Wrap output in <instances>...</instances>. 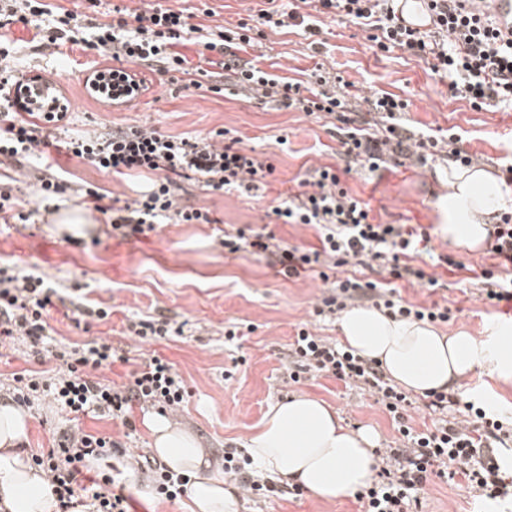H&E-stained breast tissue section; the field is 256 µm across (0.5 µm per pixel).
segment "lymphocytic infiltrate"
I'll return each mask as SVG.
<instances>
[{
	"instance_id": "obj_1",
	"label": "lymphocytic infiltrate",
	"mask_w": 512,
	"mask_h": 512,
	"mask_svg": "<svg viewBox=\"0 0 512 512\" xmlns=\"http://www.w3.org/2000/svg\"><path fill=\"white\" fill-rule=\"evenodd\" d=\"M437 15L434 30L421 33L402 27L394 0H292L288 10L270 6L258 10L254 23L238 22L214 27L194 24L190 13L160 6L141 9L115 8L111 22H80L73 11L50 9L43 0H0V29L15 23L31 24L48 17L38 30V45L56 47L81 44L112 59L111 67L93 71L86 79L96 98L115 103L134 99L146 87L145 79L127 71V64L157 62L164 72L178 73L187 89L220 93L223 81L258 101L268 99L302 112L323 113L344 125V154L353 161L376 168L387 161L413 157L427 163L434 156L467 167L471 157L459 146L458 134L448 138L421 136L402 125L409 100L383 92L368 104L376 119L371 130L356 127L350 116L347 88L328 89V80L318 71L296 79L262 70L242 56L258 46L267 33L295 27L315 35L318 18L335 14L361 27L370 42L382 50L398 48L431 62L435 71L447 75L452 97L469 100L475 108L512 107V39L501 38L489 16L450 6L449 0H430ZM189 42L214 53L213 71L191 65L177 51ZM9 46L0 45V111L8 123L0 127V156L8 160L37 153L44 125L67 119V110L37 112L20 97H7L6 88L17 75L8 67ZM68 151L100 170L119 175L154 174L151 188L119 208L102 206V193L86 190V198L101 205L112 229L137 235L153 231L159 219L180 224H208L209 212L179 206L176 190L180 179H201L215 190H235L257 196L274 172L272 163L252 156L233 144H218L214 135H165L139 126L121 128L105 135L85 134L70 138ZM285 224H306L319 233L314 250L282 247L281 263L286 275L296 276L324 262L332 267L385 268L398 279L437 286L435 276L416 263L425 228L411 224H376L367 203L341 184L330 164L315 167L307 190L282 200L271 210ZM489 236L495 270L483 273L487 299L512 302V212L502 213ZM57 290L40 276H18L0 266V341L17 336L29 342L32 356L51 353L57 362L54 377L30 376L13 390L18 405L49 399L72 413L98 412L131 426L134 408L155 409L158 414L176 410L187 394L182 376L173 363L158 356L144 359L130 385L118 387L101 376L113 363L124 360L122 349L97 340L49 350L48 309ZM366 301L394 318H414L445 323L452 319L450 307H428L404 301L395 288L377 280L351 275L335 280L328 288L315 316L326 318L347 305ZM289 377L321 373L371 392L391 417L403 446L377 451L376 474L371 484L354 494L360 512H420L421 491L433 479L454 482L463 478L480 499H512V466L505 463L499 446L512 437V417L487 413L460 389L433 391L428 406L436 417L431 427L416 431L409 410L413 398L400 390L379 362L359 356L351 347L300 328L288 345ZM121 442L91 434L60 432L52 448L33 455L32 461L46 473L59 502V512H73L79 477L89 460L125 455ZM224 473L241 487L266 498L289 493L300 496L301 486L288 489L261 479L249 457L237 449L224 451Z\"/></svg>"
}]
</instances>
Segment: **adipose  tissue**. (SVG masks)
<instances>
[{"instance_id": "obj_1", "label": "adipose tissue", "mask_w": 512, "mask_h": 512, "mask_svg": "<svg viewBox=\"0 0 512 512\" xmlns=\"http://www.w3.org/2000/svg\"><path fill=\"white\" fill-rule=\"evenodd\" d=\"M446 181L439 234L456 248L482 249L494 214L512 193L481 168L449 167ZM339 325L357 354L380 361L395 381L421 394L449 387L483 366L512 381V361L501 352L512 324L493 323L480 341L465 331L446 336L427 322L359 307L342 312ZM148 428L158 457L172 472L189 477L190 512H235V495L211 471L192 434L159 415ZM27 432V414L0 404V506L5 512H57L45 474L17 450ZM375 445L372 429L352 430L329 404L308 395L277 402L247 440L250 457L264 474L327 501L366 486Z\"/></svg>"}]
</instances>
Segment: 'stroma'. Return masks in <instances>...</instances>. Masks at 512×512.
Instances as JSON below:
<instances>
[{
    "label": "stroma",
    "instance_id": "1",
    "mask_svg": "<svg viewBox=\"0 0 512 512\" xmlns=\"http://www.w3.org/2000/svg\"><path fill=\"white\" fill-rule=\"evenodd\" d=\"M166 7L195 8L208 5L215 15L209 25L237 23L262 8V0H159ZM34 26L16 23L0 30L10 41L9 64L24 74L52 73L61 83L69 105V136L86 132L108 133L117 128L142 126L168 135L207 134L225 131L238 139L240 148L254 151L273 163L275 170L261 199L235 191H206L185 180L177 195L180 204L209 209V224H175L172 221L138 237L112 230L105 215L92 212L91 223L72 227L56 222V215L83 211L81 191L101 188L111 198H137L149 185V175L120 177L98 170L66 150L48 148L53 164L63 171L68 184L60 198L42 200L34 173L36 163L0 165V185L9 186L17 208L33 212L32 223H0V261L16 263L17 274H40L59 289L66 304H54L47 317L54 344L81 343L96 339L124 349L128 363H115L103 378L129 384L142 358L151 354L172 362L183 377L188 397L171 413L173 422L190 432L211 465L224 463V450L244 447L254 427L269 408L292 395H309L331 405L351 429L369 427L378 447L395 437L385 410L369 393L343 381L319 375L301 383L288 378V345L299 326L312 333L341 339L337 322H315L313 309L325 289V277L350 275L351 267L329 270L327 276L307 271L298 277L279 273L271 258L240 251L228 252L224 235L250 227L268 229L276 239L306 248L318 247L316 229L304 224L268 223L265 214L280 198L296 193L313 166L332 163L342 169L341 181L349 191L369 203L371 215L382 224H419L432 229V254H450L460 266H428L442 286L431 291L418 284L395 282L405 301L431 306L438 302L457 309L454 321L441 325L443 334L466 331L483 339L489 320L512 323V305L494 303L481 293V274L493 268L488 250L464 251L448 244L436 228L440 207L448 193L447 162L420 168L412 164L376 172L361 165H347L342 134L330 117L309 115L273 103L262 104L243 96H219L208 91H186L171 82L168 74L143 67L147 90L130 104L114 107L90 96L83 85L91 66L105 67L96 51L65 44L59 48L34 47ZM264 70L296 77L298 72L320 67L331 76L350 83L353 109H364L365 97L383 90L409 99V127L438 135L455 132L461 146L478 159V165L501 175L512 140L504 130L512 125V110L473 108L467 100L450 98L448 79L408 53L385 52L369 42L359 28L339 19L326 20L315 40L295 28L268 35L262 47L250 49ZM111 307L108 321L76 326L74 306ZM164 316L182 324L184 333L154 343H138L125 334L129 320ZM245 330L236 343L224 340L226 330ZM24 339L0 346V403L9 401L16 375L27 371L53 376L52 358L37 360L28 355ZM495 408L512 413V382L503 383L484 368L462 380ZM29 432L24 455L51 447L56 433L71 425L86 433L122 440L119 421L107 416L86 415L70 423L68 413L54 405L34 402L28 408ZM151 415L134 411L131 453L98 461L97 471H118L120 483L131 486L130 512H189L188 499L169 502L151 488L148 473L136 457L152 455L147 427ZM423 512H512V505H485L475 500L464 480L446 484L433 480L423 495ZM353 495L325 501L303 493L299 498L268 500L248 495L237 501V512H358Z\"/></svg>",
    "mask_w": 512,
    "mask_h": 512
}]
</instances>
